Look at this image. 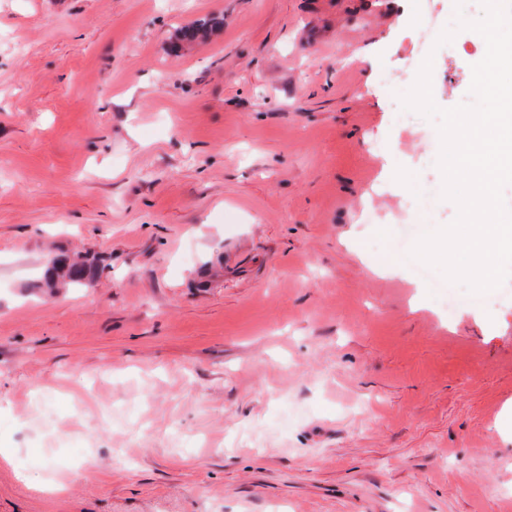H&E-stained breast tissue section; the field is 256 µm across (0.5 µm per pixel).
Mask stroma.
<instances>
[{"label":"stroma","mask_w":512,"mask_h":512,"mask_svg":"<svg viewBox=\"0 0 512 512\" xmlns=\"http://www.w3.org/2000/svg\"><path fill=\"white\" fill-rule=\"evenodd\" d=\"M458 10L0 0V512H512V281L452 315L390 248L457 214L398 95L469 101ZM106 268L104 261L95 256H87V260L80 258L71 260L67 255H58L51 259L34 287L88 288L96 282Z\"/></svg>","instance_id":"stroma-1"}]
</instances>
